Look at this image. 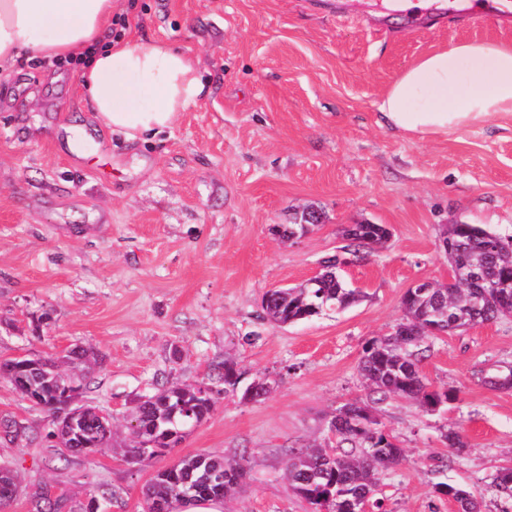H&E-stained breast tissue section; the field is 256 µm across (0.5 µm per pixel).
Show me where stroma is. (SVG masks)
<instances>
[{
    "label": "stroma",
    "mask_w": 512,
    "mask_h": 512,
    "mask_svg": "<svg viewBox=\"0 0 512 512\" xmlns=\"http://www.w3.org/2000/svg\"><path fill=\"white\" fill-rule=\"evenodd\" d=\"M332 3L120 0L114 34L180 48L211 84L145 142L95 119L73 66L22 59L0 83V358L88 348L97 365L83 400L122 425L157 383L203 380L226 357L243 383L272 385L258 402L218 397L172 454L130 464L109 448L61 455L47 439L51 414L0 379V418L31 434L0 442V464L22 486L0 512H35L48 483L76 502L113 488L111 512H142L148 480L201 452L249 464L248 485L224 512H308L285 460L312 443L335 447L334 410L369 396L365 344L393 331L410 286L449 278L444 226L512 235V121L431 139L389 128L376 107L420 56L460 40L512 44V29L464 10L411 28L381 0H344L340 13ZM71 126L84 130L89 155L69 147ZM307 205L321 224L292 242L278 236L275 225ZM347 224L391 231L340 272L363 300L286 326L264 319L263 294L318 273ZM507 365L512 318L475 325L428 340L420 364L454 401L433 413L399 397L376 403L405 456L377 491L388 512H457L441 483L499 512L488 488L512 466V390L484 378ZM450 429L467 443L461 452L443 438Z\"/></svg>",
    "instance_id": "stroma-1"
}]
</instances>
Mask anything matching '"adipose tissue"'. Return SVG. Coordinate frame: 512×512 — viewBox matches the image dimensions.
<instances>
[{
	"label": "adipose tissue",
	"mask_w": 512,
	"mask_h": 512,
	"mask_svg": "<svg viewBox=\"0 0 512 512\" xmlns=\"http://www.w3.org/2000/svg\"><path fill=\"white\" fill-rule=\"evenodd\" d=\"M117 0H0V80L21 56L85 57L80 80L98 119L136 141L170 128L196 104L205 83L190 56L156 42L104 43L101 32ZM385 123L410 135L439 138L512 120V44L466 40L418 58L377 102Z\"/></svg>",
	"instance_id": "1"
}]
</instances>
